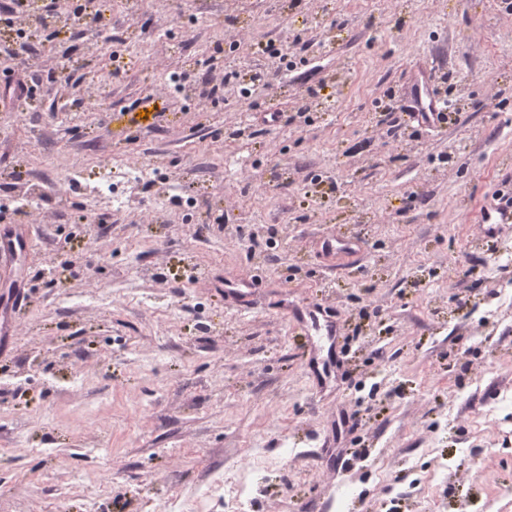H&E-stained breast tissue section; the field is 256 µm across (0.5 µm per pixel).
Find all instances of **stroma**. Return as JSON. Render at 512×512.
I'll return each instance as SVG.
<instances>
[{
	"mask_svg": "<svg viewBox=\"0 0 512 512\" xmlns=\"http://www.w3.org/2000/svg\"><path fill=\"white\" fill-rule=\"evenodd\" d=\"M105 6L110 39L27 21L26 72L0 36V234L42 189L21 302L0 278V512H234L240 486L247 512H512V228H480L512 198V0ZM271 41L296 68L256 107L170 93L275 70ZM423 63L455 120L394 127ZM137 163L121 210L69 178ZM318 304L334 364L298 327Z\"/></svg>",
	"mask_w": 512,
	"mask_h": 512,
	"instance_id": "35a3bbf8",
	"label": "stroma"
}]
</instances>
